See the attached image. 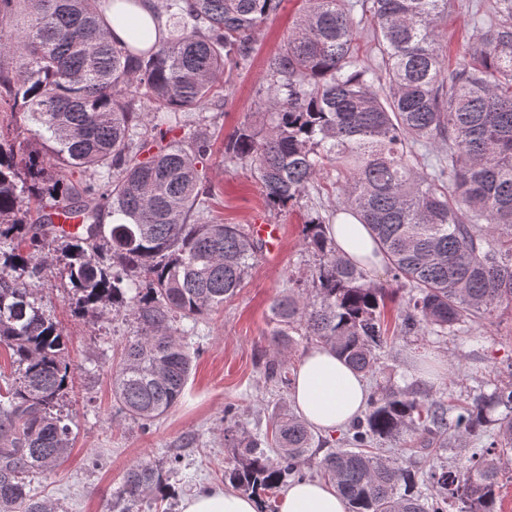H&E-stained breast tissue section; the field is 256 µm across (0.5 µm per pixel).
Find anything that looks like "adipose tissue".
Instances as JSON below:
<instances>
[{"label":"adipose tissue","instance_id":"adipose-tissue-1","mask_svg":"<svg viewBox=\"0 0 512 512\" xmlns=\"http://www.w3.org/2000/svg\"><path fill=\"white\" fill-rule=\"evenodd\" d=\"M160 7L161 0H107L104 16L110 36L119 42L130 41L129 25L133 22L150 35H157ZM327 234L341 256L355 261L365 258L370 267H381L383 257L368 230L351 216L340 215L335 224L329 225ZM291 397L309 427L333 433L363 411L368 390L359 372L330 346L318 344L299 362ZM347 509L348 504L336 486L317 480L289 484L279 502V512H347ZM182 512H259V501L252 495L207 487L185 498Z\"/></svg>","mask_w":512,"mask_h":512}]
</instances>
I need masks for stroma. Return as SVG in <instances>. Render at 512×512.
Wrapping results in <instances>:
<instances>
[{"label": "stroma", "instance_id": "35a3bbf8", "mask_svg": "<svg viewBox=\"0 0 512 512\" xmlns=\"http://www.w3.org/2000/svg\"><path fill=\"white\" fill-rule=\"evenodd\" d=\"M493 3L452 0L443 29L449 64L461 58L476 30L472 11L490 14ZM303 7L304 0H282L256 36L250 66L219 83L199 125L211 139L203 165L217 191L211 202L212 218L248 225L258 216L264 223L279 225L281 237L276 254L262 253L244 288L223 308L193 321H177L179 337L197 350L198 357L184 399L167 415L145 427L118 411L112 400V369L138 324L125 311L103 316L92 310L77 312L60 243L42 250L44 270L27 285L67 338L71 381L59 409L74 436L68 457L31 482L32 492L48 502L52 512H112L126 472L143 461L172 468L171 495L162 507L164 512H180L185 495L223 484L224 472L233 464L236 451L224 440L225 406H233L236 421L252 434L270 430L277 417L293 408L289 389L270 381L265 369L274 361L296 369L311 343L297 335L290 345L275 346L270 336L271 307L287 294L289 280L311 283L317 261L302 244L303 217H331L337 202L336 177L321 175L316 187L292 209H271L249 166L225 159L224 139L244 121H261L266 65ZM473 332L472 342L459 336L397 337L368 376L370 389L385 386L390 376L403 371L407 383L415 384L428 399L472 400L495 374L512 365V306H501ZM418 445L416 436L405 433L391 442L390 452L411 453L424 469L456 465L464 454L453 443L432 454Z\"/></svg>", "mask_w": 512, "mask_h": 512}]
</instances>
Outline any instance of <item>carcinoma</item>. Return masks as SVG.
Returning <instances> with one entry per match:
<instances>
[{"instance_id":"carcinoma-1","label":"carcinoma","mask_w":512,"mask_h":512,"mask_svg":"<svg viewBox=\"0 0 512 512\" xmlns=\"http://www.w3.org/2000/svg\"><path fill=\"white\" fill-rule=\"evenodd\" d=\"M305 2L268 63L263 127H237L224 156L250 165L273 209L297 205L335 171L337 212L368 227L391 282L410 288L400 333H463L512 304V0H495L487 30L452 70L439 36L448 0ZM101 4L0 0V56H10L0 63V110L22 113L32 138L17 147L0 131V347L16 367L0 386V512H50L30 475L70 448V426L54 413L70 382L65 337L14 276L40 275L42 242L63 243L78 308L136 317L140 333L112 390L143 425L177 405L192 371L174 322L234 297L265 247L239 224L208 219L215 191L199 163L209 137L174 138L155 153L149 144L187 126L224 74L250 63L254 34L280 0H166V33L143 50L108 35ZM364 19L381 50L376 69L357 61ZM438 141L446 156L433 161ZM89 170L107 181L84 180ZM72 214L81 232L58 233L55 220ZM106 215L123 222L106 224ZM303 242L319 257L313 293L290 288L275 301L272 340L308 336L372 373L389 345L388 288L339 256L322 216L304 221ZM492 385L460 412L392 384L370 396L346 447L317 466L351 512H497L500 464L512 450V371ZM406 431L427 448L454 437L470 455L423 473L364 452ZM224 440L241 449L224 478L271 496L312 460L314 435L290 414L262 435L227 427ZM169 495L163 471L141 462L119 499L131 512Z\"/></svg>"}]
</instances>
